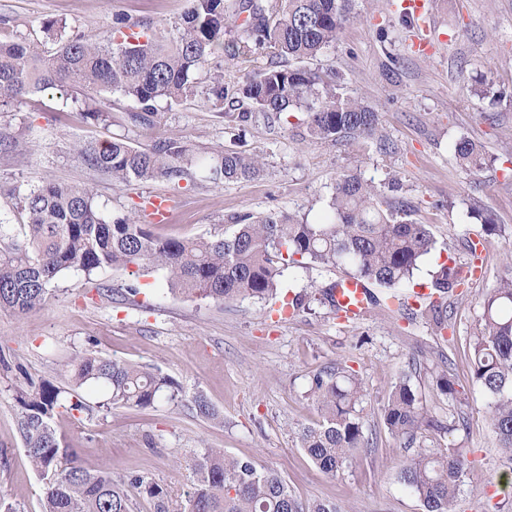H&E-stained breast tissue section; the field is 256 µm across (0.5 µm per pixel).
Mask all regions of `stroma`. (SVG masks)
I'll use <instances>...</instances> for the list:
<instances>
[{
    "instance_id": "stroma-1",
    "label": "stroma",
    "mask_w": 512,
    "mask_h": 512,
    "mask_svg": "<svg viewBox=\"0 0 512 512\" xmlns=\"http://www.w3.org/2000/svg\"><path fill=\"white\" fill-rule=\"evenodd\" d=\"M396 4L355 0L356 20L312 62L337 73L342 95L380 112V140L313 144L297 116L286 122L256 116L243 129L228 128L206 100L207 69L195 76V96L158 102L154 130L131 125L127 114L135 105L116 93L103 97L112 115L105 123L81 119L82 102L57 89L0 107V129L20 143L0 153L2 186L88 183L107 216L156 197L163 209L146 219L153 234L195 238L223 233L232 217L246 213L285 212L316 223L343 175L361 174L383 190L394 176L398 197L415 207L413 220L429 225L437 241L411 291H427L430 272L445 254L479 266L469 285L449 297L441 341L408 311L375 309L354 322L339 319L318 300L321 289L337 281L333 270L290 268L277 297L224 305L171 293L161 272L137 279L126 270H107L92 285L82 274H63L44 310L22 316L0 311V495L17 512H42L41 480L19 433L17 396L45 381L66 385L67 364L86 351L152 367L177 383L176 400L164 398L148 409L106 410L85 388L89 412L53 418L62 445L76 449L84 467L111 472L117 481L137 476L159 484L168 512L186 507L189 462L206 447L277 471L304 500L330 499L344 512H422L396 478L403 452L388 435L376 448L360 450L337 477L320 472L297 448L295 430L318 419L306 395L309 377L336 360L362 378L369 424L377 423L379 407L403 376L433 416L448 422L465 413L467 431L434 439L443 447L463 445L471 463L456 512L512 508V483L501 480L512 461L497 446L485 397L467 365L482 328L484 294L512 277V0H434L426 23L435 47L427 55L413 52L415 31L403 24ZM184 9V0H0V38L47 50L59 39L96 38L116 14L170 38ZM161 128L200 148L264 153L269 167L244 182L217 185L196 168L176 186L160 180L119 185L88 168L72 148L76 140L101 143L115 134L147 144ZM464 137L481 146V171H467L456 159L454 146ZM476 207L491 214L503 234L490 238L475 260L467 239L480 228L472 215ZM135 282L141 288L129 294ZM101 287L106 295H98ZM442 354L451 361L459 399L442 394L432 379ZM199 395L218 420L196 414L192 401Z\"/></svg>"
}]
</instances>
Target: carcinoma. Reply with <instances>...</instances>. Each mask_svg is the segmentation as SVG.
<instances>
[{"label":"carcinoma","instance_id":"obj_1","mask_svg":"<svg viewBox=\"0 0 512 512\" xmlns=\"http://www.w3.org/2000/svg\"><path fill=\"white\" fill-rule=\"evenodd\" d=\"M352 0H186L178 36L166 40L135 31L122 15L97 40L62 41L51 51L24 40H0V106L19 103L49 88L118 92L138 111L128 113L135 125H155L156 104L179 102L195 92L194 75L214 58L235 65L255 53L267 63L244 76L243 99L227 100L224 72L211 77L214 106L238 127L258 112L281 119L293 108H305L309 141L327 146L353 145L382 137L380 113L370 105L336 91V74L307 66L333 46L354 19ZM234 39L226 44L224 35ZM93 170L118 184L163 179L178 183L188 166L201 164L215 184L250 180L267 166L261 153L218 147L198 149L170 132L150 144L112 138L106 145L74 144ZM460 164L483 165L481 147L468 139L454 148ZM18 200L26 221L17 225L11 241L0 243V310L24 315L45 308L51 284L67 272H81L91 281L101 271L129 270L137 277L165 274L171 291L187 298H208L224 304L244 299L267 300L277 294L279 278L292 267L336 269L352 279L390 290L371 296L372 308L408 307L409 294L393 289L413 278L422 258L437 249L429 225L411 219L412 207L391 203L371 180L346 174L327 202V216L313 224L284 213L243 215L224 233L213 237L163 238L139 220L140 210L106 220L94 205L87 184L47 182L30 188L8 186L0 195ZM481 220L478 240L468 241L472 258L487 237L501 233L488 213ZM476 265L462 267L453 256L436 265L431 298L419 312L436 337L448 329V293L468 284ZM483 328L470 357L472 383L486 400L498 448L512 460V277L488 292L483 302ZM66 373L72 391L43 382L23 393L19 429L25 452L43 482V512H132V502L109 471L91 472L77 451L61 446L52 420L62 409H86L78 389L93 386L104 392V405L154 406L162 392L176 397L175 383L146 366L103 358L76 356ZM440 392L455 397L457 383L448 366L435 374ZM308 399L319 420L296 432L298 447L324 474L340 475L355 452L374 447L363 403L366 389L348 365L333 362L310 379ZM380 425L412 455L399 463V480L420 501L423 512H455L454 505L470 475L467 452L460 446L429 448L430 434L446 428H466L465 419L443 426L424 407L407 379H400L380 408ZM194 481L187 512H343L330 500L303 501L276 471L250 459L206 448L193 457ZM130 483L158 499L164 489L135 477Z\"/></svg>","mask_w":512,"mask_h":512}]
</instances>
